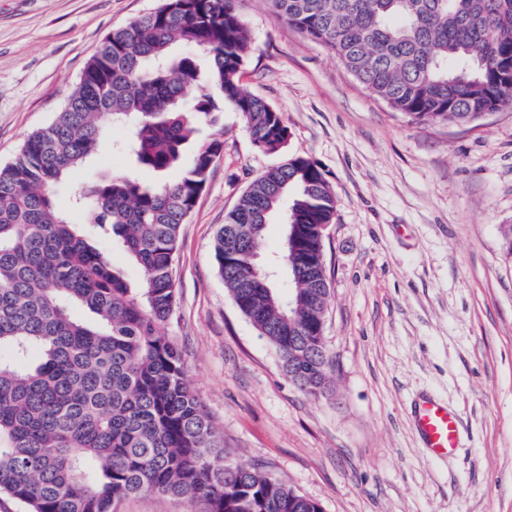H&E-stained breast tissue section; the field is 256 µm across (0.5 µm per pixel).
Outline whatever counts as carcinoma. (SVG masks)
Wrapping results in <instances>:
<instances>
[{
    "label": "carcinoma",
    "mask_w": 512,
    "mask_h": 512,
    "mask_svg": "<svg viewBox=\"0 0 512 512\" xmlns=\"http://www.w3.org/2000/svg\"><path fill=\"white\" fill-rule=\"evenodd\" d=\"M265 2L411 123H473L512 106V0ZM179 44L197 53L178 55ZM248 49L234 0H163L105 37L55 119L0 166V493L29 512H113L116 500L149 493L202 512H321L224 454L164 332L180 228L224 147L218 136L199 141V127L228 103L259 150L288 144L281 114L240 85ZM116 124L129 131L135 165L158 179L98 180L75 204L140 268L135 287L54 202ZM284 206L276 266L289 276L287 295L253 259ZM335 215L322 170L291 155L250 184L214 242L240 312L314 397L333 383L321 256ZM290 299L303 304L296 314Z\"/></svg>",
    "instance_id": "carcinoma-1"
}]
</instances>
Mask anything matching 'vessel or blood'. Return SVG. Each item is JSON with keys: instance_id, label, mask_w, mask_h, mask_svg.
<instances>
[{"instance_id": "obj_1", "label": "vessel or blood", "mask_w": 512, "mask_h": 512, "mask_svg": "<svg viewBox=\"0 0 512 512\" xmlns=\"http://www.w3.org/2000/svg\"><path fill=\"white\" fill-rule=\"evenodd\" d=\"M414 425L432 456L444 459L459 446V419L446 404L433 399H421L414 408Z\"/></svg>"}]
</instances>
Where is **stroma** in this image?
I'll return each instance as SVG.
<instances>
[{"label":"stroma","mask_w":512,"mask_h":512,"mask_svg":"<svg viewBox=\"0 0 512 512\" xmlns=\"http://www.w3.org/2000/svg\"><path fill=\"white\" fill-rule=\"evenodd\" d=\"M161 0H0V164L51 123L113 28ZM250 33L242 87L290 132L285 152L252 143L225 109L206 187L182 225L176 308L165 332L186 380L237 462L267 471L321 512H512V110L481 121L412 124L356 81L330 49L237 0ZM113 127L56 196L132 174ZM298 154L325 173L338 205L324 259V336L333 390L312 398L241 314L218 274L216 233L250 183ZM427 394L459 415L460 446L431 458L411 422Z\"/></svg>","instance_id":"stroma-1"}]
</instances>
